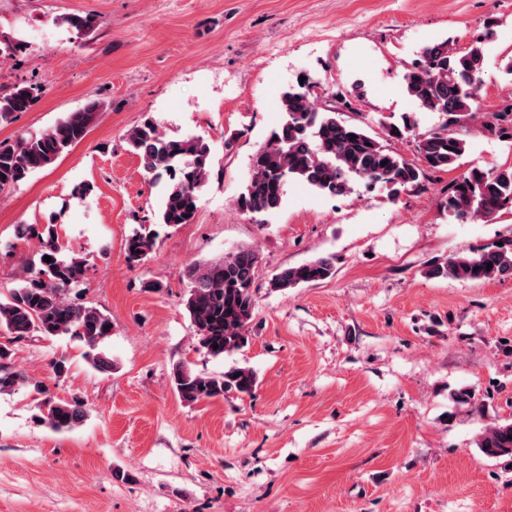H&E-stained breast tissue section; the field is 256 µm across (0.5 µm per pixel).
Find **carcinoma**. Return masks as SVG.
<instances>
[{
  "label": "carcinoma",
  "mask_w": 512,
  "mask_h": 512,
  "mask_svg": "<svg viewBox=\"0 0 512 512\" xmlns=\"http://www.w3.org/2000/svg\"><path fill=\"white\" fill-rule=\"evenodd\" d=\"M63 22L79 33L98 24L93 15H72ZM494 35L489 25L463 50L448 40L429 44L407 69V95L439 118L438 125L425 132L417 131L415 113L405 112L394 121L382 123L383 136H375L364 126L341 117L343 108L354 111L346 93L338 90L317 94L315 88H324V83L310 72L303 73L304 81L295 78L281 95L280 123L251 159L243 190L235 200L237 209L259 223L266 221L282 209L285 186L292 179L330 196L351 194L359 181L370 188L380 184L390 199L396 200L405 191L423 187L428 173L457 169L468 147V125L475 121L480 122L481 132L499 139L505 135L512 145V103H504L495 112H479L486 46ZM36 99L34 88L27 85L0 93V124L27 111ZM101 110L102 103L91 102L34 137L0 141V190L19 184L80 143ZM408 135L415 137V162L390 145ZM126 142L150 176V183L161 187L158 224L193 223L199 194L212 175L209 142L198 136L168 138L153 120L128 130ZM439 208L448 221L456 224L491 222L501 212L512 211V167H469L452 180ZM156 238V230L141 227L126 240L127 259L132 263L145 260L153 252ZM40 244L37 259L22 266L17 286L0 301V337L6 339L0 343V393L27 382L12 363L13 344L35 337L68 336L94 350L112 331L108 315L69 297L70 290L85 280L87 261L62 258L54 229H48ZM46 256L51 262L44 261ZM258 263V252L242 247L220 260L189 265L190 290L185 308L199 348L206 355L231 356L249 344L248 326L257 302ZM335 274V258L321 255L281 269L270 287L284 291L315 285ZM428 275L462 282L512 278V237L502 240L500 246L452 253L434 263ZM172 386L182 401L196 403L228 394H250L257 386V375L253 369L238 365L210 374L179 364L172 371ZM34 390L41 395L44 422L52 430H71L84 420L81 402L58 400L42 384L34 385ZM477 447L485 456L502 459L512 467V421L486 428Z\"/></svg>",
  "instance_id": "carcinoma-1"
}]
</instances>
